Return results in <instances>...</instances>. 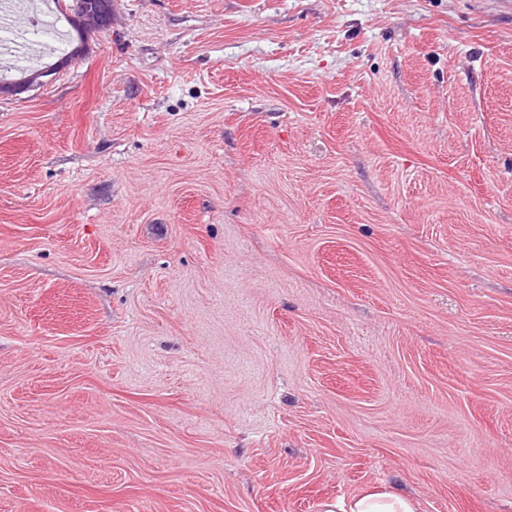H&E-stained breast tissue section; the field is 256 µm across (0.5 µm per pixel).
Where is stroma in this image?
Segmentation results:
<instances>
[{"instance_id": "stroma-1", "label": "stroma", "mask_w": 512, "mask_h": 512, "mask_svg": "<svg viewBox=\"0 0 512 512\" xmlns=\"http://www.w3.org/2000/svg\"><path fill=\"white\" fill-rule=\"evenodd\" d=\"M0 97V512H512V14L112 0ZM64 1L72 3V5L69 4L68 6L70 7V10H72V13L74 16H73V18L69 19V22L71 23L72 27L76 31L77 36H78V41L80 42L79 46L73 48V50H72V51H74L73 56L67 57L64 60V63H66L69 61V59L71 60L75 56L80 55L79 54L80 48H81L82 44H84V40H85L84 35L88 31H92V30H96V29L101 30V29L107 28L111 25V23H112V0H64ZM77 1H83L85 3L84 7H89L91 9L94 8L100 12V22L95 25L96 26L95 28L88 29V27L82 23L81 17H80V13L82 12V10L76 9ZM82 50L83 49L81 48L80 53H82ZM321 512H421L420 503L395 488L382 487L363 492L348 506L340 501H325Z\"/></svg>"}]
</instances>
